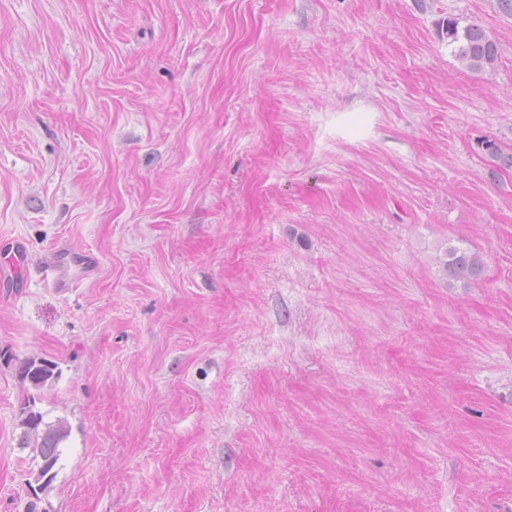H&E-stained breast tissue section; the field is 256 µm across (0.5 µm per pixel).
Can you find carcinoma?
<instances>
[{"instance_id": "obj_1", "label": "carcinoma", "mask_w": 512, "mask_h": 512, "mask_svg": "<svg viewBox=\"0 0 512 512\" xmlns=\"http://www.w3.org/2000/svg\"><path fill=\"white\" fill-rule=\"evenodd\" d=\"M446 35L448 44L455 46L456 54L469 66L480 68L495 62L497 46L478 25L470 24L461 28L458 20L450 19ZM439 268L450 279L468 283L478 278L482 260L474 252L451 247L439 258ZM19 375L22 381L39 391L55 381L59 371L56 363L51 360L29 358L20 363ZM22 425L24 431L19 438V447L30 449L34 458L40 459L36 481L48 485L55 477L54 468L63 454L61 444L68 438L69 428L61 419L46 422L41 412L33 410L27 411Z\"/></svg>"}]
</instances>
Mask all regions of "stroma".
<instances>
[{"instance_id":"obj_1","label":"stroma","mask_w":512,"mask_h":512,"mask_svg":"<svg viewBox=\"0 0 512 512\" xmlns=\"http://www.w3.org/2000/svg\"><path fill=\"white\" fill-rule=\"evenodd\" d=\"M510 154L498 0H0V512L28 358L41 512H512ZM446 35L448 44L455 45L456 54L470 67L480 68L495 62L497 46L478 25L470 24L460 30L457 19H448ZM438 263L443 275L464 283L476 280L482 269V260L478 254L456 247L446 249ZM91 262H94V258L90 254H72L60 248L53 255L46 257L39 269L42 277L50 280L55 288H73L75 276L72 267L83 269ZM19 375L23 382H28L32 389L39 391L59 376L55 362L44 358H29L19 365ZM25 428L19 438V448H30L34 458L41 463L36 481L44 480L42 488L47 487L55 477L54 468L57 466L63 449L61 444L69 436V428L65 421L57 419L54 422H45L39 411L28 410L22 421Z\"/></svg>"}]
</instances>
